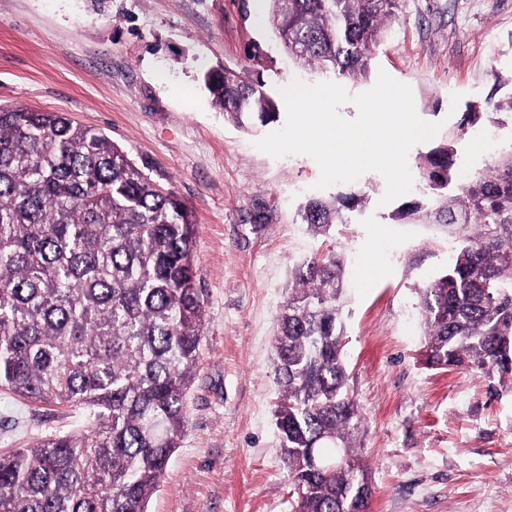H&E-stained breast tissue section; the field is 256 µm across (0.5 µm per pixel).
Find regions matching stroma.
I'll use <instances>...</instances> for the list:
<instances>
[{"label": "stroma", "instance_id": "stroma-1", "mask_svg": "<svg viewBox=\"0 0 512 512\" xmlns=\"http://www.w3.org/2000/svg\"><path fill=\"white\" fill-rule=\"evenodd\" d=\"M212 67L262 77L275 98L293 79L320 80L289 62L267 0H0V105L101 130L196 214L205 323L180 446L149 512H290L273 416L276 317L296 265L328 251L344 259V357L370 512H512V393L490 396L482 375L422 362L417 290L447 270L464 229L397 220L375 171L315 191L312 158H273L255 146L268 127L225 121L202 81ZM382 71L446 133L467 104H500L455 141L459 174L512 149V0H402L367 78L347 92ZM318 195L352 199L325 236L298 217ZM83 422L0 389L2 452Z\"/></svg>", "mask_w": 512, "mask_h": 512}]
</instances>
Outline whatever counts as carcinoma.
<instances>
[{
  "instance_id": "cac0c4a2",
  "label": "carcinoma",
  "mask_w": 512,
  "mask_h": 512,
  "mask_svg": "<svg viewBox=\"0 0 512 512\" xmlns=\"http://www.w3.org/2000/svg\"><path fill=\"white\" fill-rule=\"evenodd\" d=\"M401 0H269L289 59L339 81L364 76ZM205 84L224 119L277 121L275 102L237 71ZM452 137L422 160L446 189ZM443 223L473 225L448 269L418 289L426 364L480 371L512 392V152L442 200ZM301 223H345L312 198ZM195 213L105 133L60 112L0 106V388L79 408L82 430L0 453V512H148L179 447L204 300ZM343 260L292 273L277 317L275 424L291 512H368L360 410L342 358Z\"/></svg>"
}]
</instances>
